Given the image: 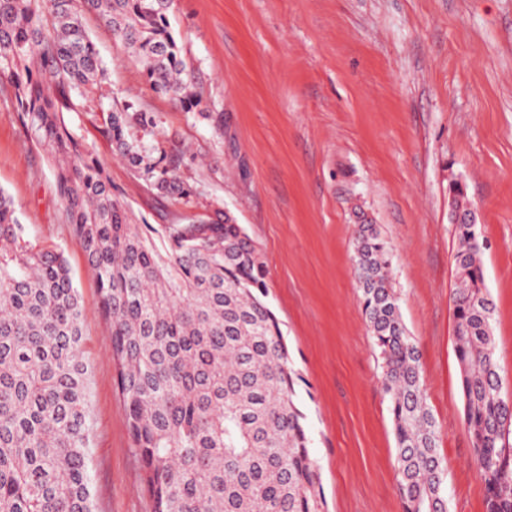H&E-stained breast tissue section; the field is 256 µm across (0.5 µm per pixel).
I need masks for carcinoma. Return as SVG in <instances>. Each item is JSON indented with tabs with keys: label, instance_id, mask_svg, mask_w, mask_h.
<instances>
[{
	"label": "carcinoma",
	"instance_id": "carcinoma-1",
	"mask_svg": "<svg viewBox=\"0 0 512 512\" xmlns=\"http://www.w3.org/2000/svg\"><path fill=\"white\" fill-rule=\"evenodd\" d=\"M173 0H0V95L53 168L112 326V360L152 512H326L268 301L259 249L227 213L144 226L65 114L107 104L98 130L158 197L197 191L161 120L121 100L86 28L95 15L137 59L151 91L185 112L203 103L168 15ZM455 348L464 423L487 512H512V398L503 394L479 225H455ZM162 241L164 247L157 246ZM362 311L384 360L403 512H448L420 351L391 282L392 250L356 230ZM81 301L56 244L26 238L0 189V512H93Z\"/></svg>",
	"mask_w": 512,
	"mask_h": 512
}]
</instances>
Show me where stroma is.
Masks as SVG:
<instances>
[{"instance_id":"stroma-1","label":"stroma","mask_w":512,"mask_h":512,"mask_svg":"<svg viewBox=\"0 0 512 512\" xmlns=\"http://www.w3.org/2000/svg\"><path fill=\"white\" fill-rule=\"evenodd\" d=\"M171 29L204 106L153 93L95 16L87 27L114 91L157 113L194 212H228L259 248L268 300L303 377L296 400L329 512H402L383 361L359 300L355 228L393 248V286L421 353L439 429L448 512H485L455 353L451 187L476 212L504 392L512 396V0H174ZM67 116L112 186L149 224L185 208L143 190L97 131ZM0 189L29 240L54 243L82 304L93 512H152L112 360V329L53 170L0 104Z\"/></svg>"}]
</instances>
